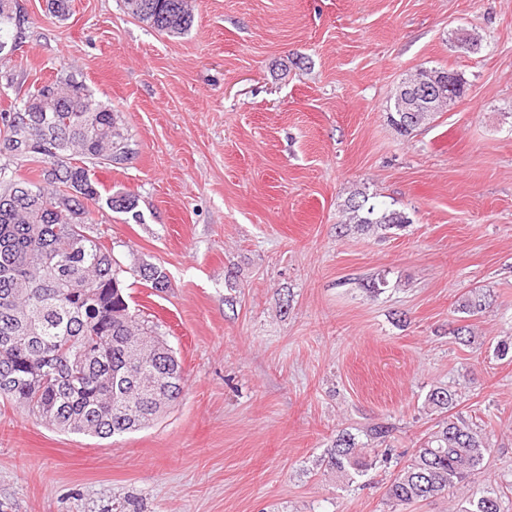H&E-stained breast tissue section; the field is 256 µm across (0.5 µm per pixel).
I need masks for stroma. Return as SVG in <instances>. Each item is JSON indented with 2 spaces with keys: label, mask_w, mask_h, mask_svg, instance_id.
<instances>
[{
  "label": "stroma",
  "mask_w": 512,
  "mask_h": 512,
  "mask_svg": "<svg viewBox=\"0 0 512 512\" xmlns=\"http://www.w3.org/2000/svg\"><path fill=\"white\" fill-rule=\"evenodd\" d=\"M192 5L169 37L122 0H71L63 21L22 2L0 110L72 67L123 112L135 157L91 172L136 213L102 203L89 220L185 386L152 427L109 439L0 403V512H392L385 486L442 418L424 405L436 386L488 438L471 490L512 512V357L493 353L512 338V0ZM423 67L466 91L406 137L393 98ZM357 192L405 227L349 228ZM473 288L494 301L466 319ZM375 423L394 428L390 465L349 488L315 467Z\"/></svg>",
  "instance_id": "35a3bbf8"
}]
</instances>
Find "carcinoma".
Instances as JSON below:
<instances>
[{
  "instance_id": "cac0c4a2",
  "label": "carcinoma",
  "mask_w": 512,
  "mask_h": 512,
  "mask_svg": "<svg viewBox=\"0 0 512 512\" xmlns=\"http://www.w3.org/2000/svg\"><path fill=\"white\" fill-rule=\"evenodd\" d=\"M128 14L177 37L192 26L189 0H123ZM69 0H47L50 17L69 15ZM33 95L38 111L20 100L0 112V400L64 433L121 436L153 424L180 397L185 378L159 326L132 310L125 273L88 222V205L105 200L118 213H133L128 194L102 198L88 164L122 165L134 158L123 113L98 100L69 70L56 73ZM429 112L390 118L410 135ZM30 162L34 176L14 163ZM363 231L401 227L400 211L379 209L364 197L348 200ZM143 280L161 291L163 269L144 265ZM488 289L462 296L458 311L475 317L492 306ZM455 393L431 389L425 405L448 414L416 449L385 489V500L406 512L413 504L467 487L489 451L485 435L451 414ZM393 428L376 423L366 441L336 435L318 465L352 486L389 455L379 452ZM459 512H501L500 495L463 496Z\"/></svg>"
}]
</instances>
